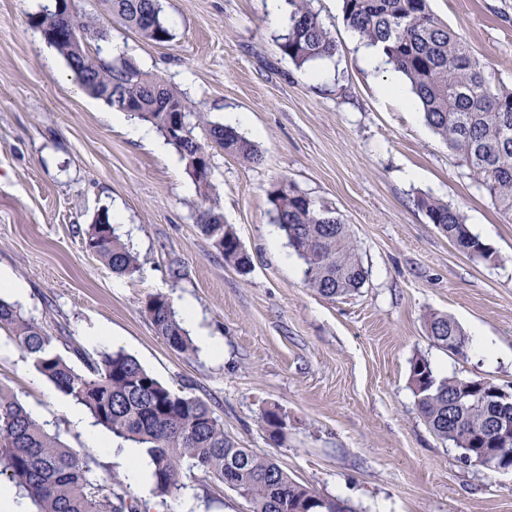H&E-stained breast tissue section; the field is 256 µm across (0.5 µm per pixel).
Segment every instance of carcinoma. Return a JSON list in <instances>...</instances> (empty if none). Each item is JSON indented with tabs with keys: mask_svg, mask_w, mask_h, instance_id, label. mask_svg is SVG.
Returning <instances> with one entry per match:
<instances>
[{
	"mask_svg": "<svg viewBox=\"0 0 512 512\" xmlns=\"http://www.w3.org/2000/svg\"><path fill=\"white\" fill-rule=\"evenodd\" d=\"M73 2L66 0V8L78 33L105 38L106 32L92 27ZM105 2L113 18L144 39L164 43L172 38L160 0ZM311 2L288 0V27L280 48L298 67L329 59L336 52ZM343 19L366 45L381 49L385 63L409 83L427 124L512 220V88L490 84L469 45L431 12L428 0H343ZM33 22L90 95L121 112L131 108L130 116L154 125L183 160L206 151L194 136L195 127L204 123L212 143L225 152L248 163L261 161L253 143L193 111L176 89L129 59H105L81 39L54 41L61 24L57 10L45 9ZM176 111L190 121L189 135L179 140L168 135ZM192 179L201 198L200 231L225 262L247 272L250 256L213 202L210 178L194 175ZM267 196L288 246L305 266L307 287L333 298L364 285L367 271L335 209L296 190L284 178L270 184ZM416 205L458 251L476 260L493 258V251L469 229L459 210L428 195L417 197ZM84 246L117 274L132 277L139 272L136 253L105 211L89 225ZM145 313L172 349L194 350L166 297H149ZM427 328L438 347L448 349L453 339L460 355L470 350L469 337L447 316L429 315ZM0 330L8 333L41 376L83 408L94 425L122 444L145 449L153 494L161 504L182 496L187 489L184 470L196 469L235 490L250 504V512H302L314 500L320 502V512H345L341 502L290 478L273 458L240 447L224 433L223 420L206 401L172 390L133 356L117 350L91 359L76 348L84 365L78 370L55 351L54 337L41 324L1 298ZM409 379L419 411L436 436L456 448H475L479 439L495 444L503 460L512 462V406L499 408L478 400L454 404L466 380L439 377L421 356L411 361ZM2 475L26 493L37 512H149L147 503L132 496L121 482L94 475L78 449L50 434L16 394L0 385Z\"/></svg>",
	"mask_w": 512,
	"mask_h": 512,
	"instance_id": "obj_1",
	"label": "carcinoma"
}]
</instances>
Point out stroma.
I'll list each match as a JSON object with an SVG mask.
<instances>
[{"mask_svg":"<svg viewBox=\"0 0 512 512\" xmlns=\"http://www.w3.org/2000/svg\"><path fill=\"white\" fill-rule=\"evenodd\" d=\"M53 0H0V269L27 290L20 307L77 352L124 350L170 388L207 401L240 446L272 456L293 480L344 501L349 512H512V474L464 463L421 416L409 381L413 358L442 376L485 379L512 392V221L495 208L426 124L421 110L383 95L399 81L367 70L363 46L342 19V0H312L336 42L328 60L296 67L279 47L287 23H270L265 0H161L173 34L144 40L112 18L104 0H77L105 30L92 40L175 87L213 122L247 115L242 136L262 154L244 164L194 131L211 158L213 194L252 265H227L197 226V187L176 150L161 154L113 124L32 17ZM495 85L512 87V0H429ZM282 177L327 202L347 224L368 272L358 292L326 298L304 282L268 201ZM429 195L461 211L494 259L477 262L415 200ZM136 253L134 277L112 272L83 246L101 212ZM179 277H172V270ZM160 294L191 307L190 336L221 347L173 351L144 312ZM439 313L491 338L496 354L454 355L434 345L425 318ZM0 384L51 433L153 500L112 436L75 422L70 397L10 345ZM285 419L279 433L267 412ZM168 512H250L248 502L200 472Z\"/></svg>","mask_w":512,"mask_h":512,"instance_id":"obj_1","label":"stroma"}]
</instances>
